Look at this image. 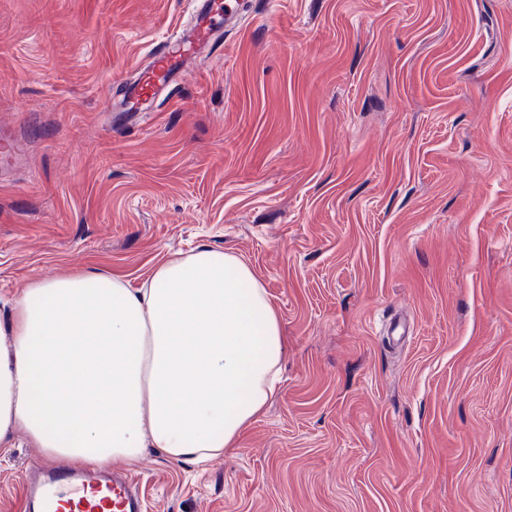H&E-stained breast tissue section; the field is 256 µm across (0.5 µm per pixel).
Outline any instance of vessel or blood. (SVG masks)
I'll use <instances>...</instances> for the list:
<instances>
[{
	"mask_svg": "<svg viewBox=\"0 0 512 512\" xmlns=\"http://www.w3.org/2000/svg\"><path fill=\"white\" fill-rule=\"evenodd\" d=\"M245 0H204L197 7L187 36L164 43L151 56L138 82L129 90L133 104L163 93L186 61L228 22L237 19ZM29 512H142L140 489L132 477L110 465L85 468L42 466L23 480Z\"/></svg>",
	"mask_w": 512,
	"mask_h": 512,
	"instance_id": "obj_1",
	"label": "vessel or blood"
}]
</instances>
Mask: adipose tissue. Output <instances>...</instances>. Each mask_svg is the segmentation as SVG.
I'll use <instances>...</instances> for the list:
<instances>
[{"label": "adipose tissue", "instance_id": "obj_1", "mask_svg": "<svg viewBox=\"0 0 512 512\" xmlns=\"http://www.w3.org/2000/svg\"><path fill=\"white\" fill-rule=\"evenodd\" d=\"M284 341L242 258L201 248L141 287L94 273L37 281L0 331V445L16 430L88 465L155 448L202 463L275 394Z\"/></svg>", "mask_w": 512, "mask_h": 512}]
</instances>
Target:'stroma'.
I'll return each mask as SVG.
<instances>
[{
	"instance_id": "35a3bbf8",
	"label": "stroma",
	"mask_w": 512,
	"mask_h": 512,
	"mask_svg": "<svg viewBox=\"0 0 512 512\" xmlns=\"http://www.w3.org/2000/svg\"><path fill=\"white\" fill-rule=\"evenodd\" d=\"M191 0H0V323L40 279L245 259L286 352L147 512H512V0H251L172 103L123 90ZM23 433L0 512H27Z\"/></svg>"
}]
</instances>
